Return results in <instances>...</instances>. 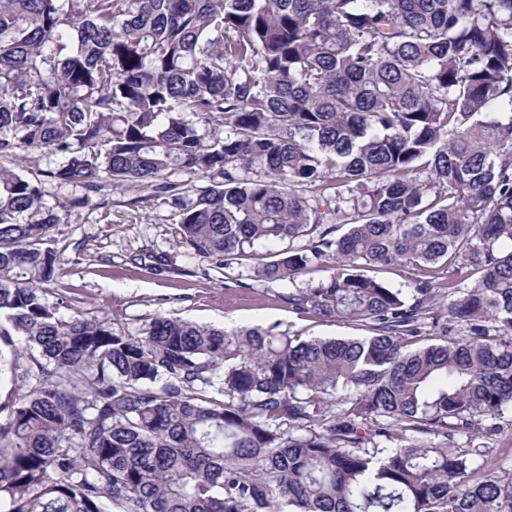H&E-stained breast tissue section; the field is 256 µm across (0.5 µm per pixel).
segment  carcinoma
Segmentation results:
<instances>
[{
	"label": "carcinoma",
	"mask_w": 512,
	"mask_h": 512,
	"mask_svg": "<svg viewBox=\"0 0 512 512\" xmlns=\"http://www.w3.org/2000/svg\"><path fill=\"white\" fill-rule=\"evenodd\" d=\"M173 171L223 183L184 203ZM45 179L155 188L216 268L330 260L288 304L368 335L64 319ZM12 334L37 356L0 402V512H512L459 444L512 407V0H0Z\"/></svg>",
	"instance_id": "carcinoma-1"
}]
</instances>
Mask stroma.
Returning a JSON list of instances; mask_svg holds the SVG:
<instances>
[{
  "mask_svg": "<svg viewBox=\"0 0 512 512\" xmlns=\"http://www.w3.org/2000/svg\"><path fill=\"white\" fill-rule=\"evenodd\" d=\"M81 209L65 212L50 243L62 268L58 292L65 297L60 314L107 318L115 333L140 335L160 314L201 325L233 329L274 328L305 339L357 336L361 330L303 314L288 304L294 288H311L330 273L328 262L316 263L295 281H260L250 262L209 267L176 234V208L153 188L136 182L112 185L108 205L88 197ZM164 258L153 271L155 258ZM0 356L11 366L0 373V401L24 390L31 352L22 337L0 340Z\"/></svg>",
  "mask_w": 512,
  "mask_h": 512,
  "instance_id": "stroma-1",
  "label": "stroma"
}]
</instances>
